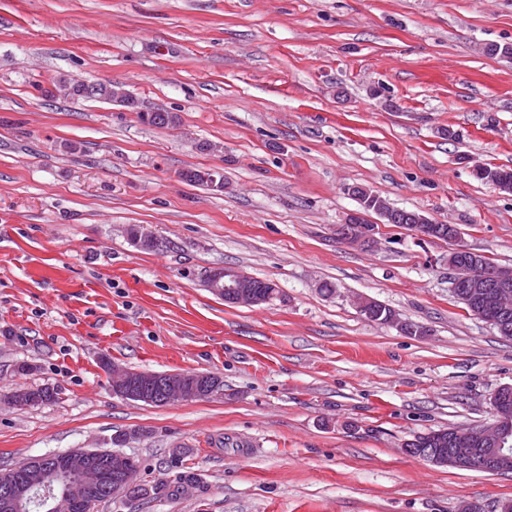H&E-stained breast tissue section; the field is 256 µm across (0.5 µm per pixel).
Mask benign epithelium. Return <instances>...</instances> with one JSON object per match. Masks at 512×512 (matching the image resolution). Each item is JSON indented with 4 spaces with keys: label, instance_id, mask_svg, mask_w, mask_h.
I'll return each instance as SVG.
<instances>
[{
    "label": "benign epithelium",
    "instance_id": "obj_1",
    "mask_svg": "<svg viewBox=\"0 0 512 512\" xmlns=\"http://www.w3.org/2000/svg\"><path fill=\"white\" fill-rule=\"evenodd\" d=\"M366 215L351 212L345 219L348 226L344 239L351 245H361L374 241L376 225L365 223ZM448 270L453 288L468 289V296L482 306L496 310L507 318L512 310L507 301L512 299V266L498 265L494 270V286L486 283L484 276L476 271L477 262L458 261V256L472 255L474 251L463 243L461 237L449 239ZM209 290L224 299V302L236 306H254L261 303L254 291V284L247 275L235 270L213 275L207 281ZM112 386L115 395L128 399H145L146 393L153 386L154 372L148 377L133 375L125 369L111 368ZM166 401L170 403L189 402L194 398H212L223 392L220 381L210 378L195 377L189 379L176 373H164L160 381ZM496 421L479 428H453L448 438V448L433 457V463L451 465L458 468L474 469L478 461L501 465L512 458L508 453L509 437L512 436V408L493 401ZM91 450H72L68 453V466L76 472L75 482L68 485L63 492H56L50 483L54 473L47 469L44 457L36 456L28 460V484L8 490L3 495L8 506L18 507L30 493L46 506L44 512H72L76 500L85 498L99 487L102 473L89 461Z\"/></svg>",
    "mask_w": 512,
    "mask_h": 512
}]
</instances>
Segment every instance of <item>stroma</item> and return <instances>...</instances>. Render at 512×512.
Masks as SVG:
<instances>
[{
    "label": "stroma",
    "mask_w": 512,
    "mask_h": 512,
    "mask_svg": "<svg viewBox=\"0 0 512 512\" xmlns=\"http://www.w3.org/2000/svg\"><path fill=\"white\" fill-rule=\"evenodd\" d=\"M492 43L512 45V0H0V467L136 429L142 481L174 480L184 448L199 484L98 512H501L512 472L403 445L492 422L512 339L456 302L447 243L336 233L360 186L512 266V194L472 173L512 168V58ZM62 78L179 121L46 98ZM190 168L223 190L179 179ZM133 225L160 248L133 247ZM224 267L279 297L225 303L205 284ZM358 296L424 335L369 321ZM104 356L212 372L224 394L126 400ZM42 384L53 403L4 401Z\"/></svg>",
    "instance_id": "35a3bbf8"
}]
</instances>
